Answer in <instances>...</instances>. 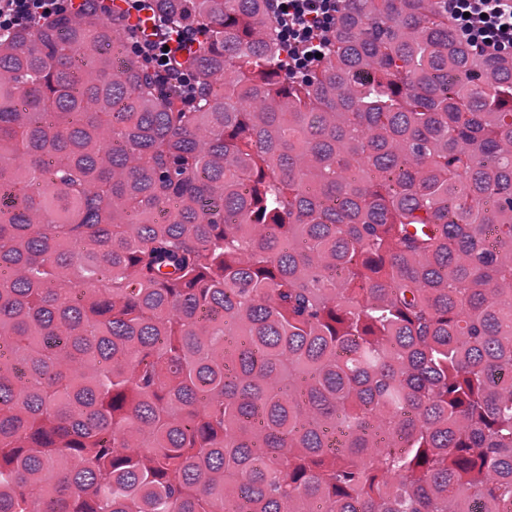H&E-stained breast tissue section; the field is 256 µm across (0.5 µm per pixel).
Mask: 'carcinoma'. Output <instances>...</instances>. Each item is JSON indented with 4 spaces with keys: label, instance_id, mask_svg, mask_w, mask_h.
Instances as JSON below:
<instances>
[{
    "label": "carcinoma",
    "instance_id": "1",
    "mask_svg": "<svg viewBox=\"0 0 512 512\" xmlns=\"http://www.w3.org/2000/svg\"><path fill=\"white\" fill-rule=\"evenodd\" d=\"M153 7L192 101L117 10L0 38V512H512V57ZM279 41L287 48L288 78L307 77L326 56L344 0H271ZM321 53L322 57H316Z\"/></svg>",
    "mask_w": 512,
    "mask_h": 512
}]
</instances>
